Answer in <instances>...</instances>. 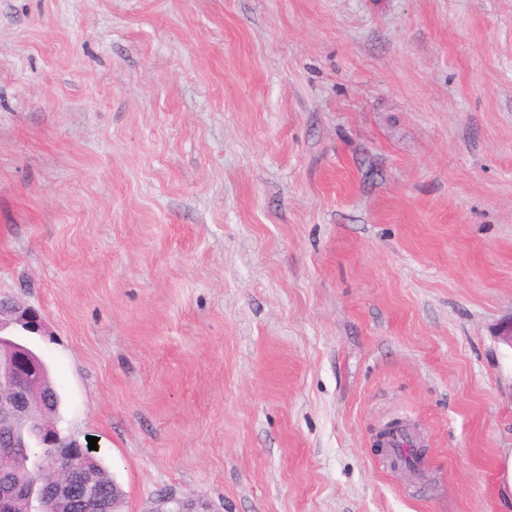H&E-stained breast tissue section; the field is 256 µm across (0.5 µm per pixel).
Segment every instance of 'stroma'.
Segmentation results:
<instances>
[{"mask_svg": "<svg viewBox=\"0 0 512 512\" xmlns=\"http://www.w3.org/2000/svg\"><path fill=\"white\" fill-rule=\"evenodd\" d=\"M1 296L122 512H512V0H0ZM5 298L0 300V349H11V344H16L17 341L10 337H6L3 334L5 328L12 323L24 327L28 331L34 333L41 332L43 329V323L39 314L31 308L22 307L21 304H12L8 302H2ZM32 313L34 315H32ZM36 316L34 322L36 326H25L27 323L32 321V317Z\"/></svg>", "mask_w": 512, "mask_h": 512, "instance_id": "obj_1", "label": "stroma"}]
</instances>
